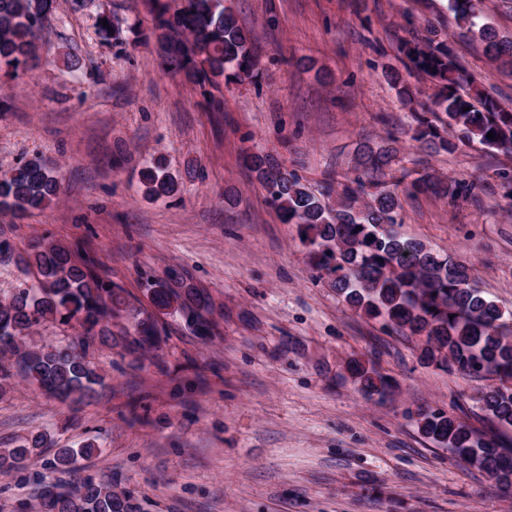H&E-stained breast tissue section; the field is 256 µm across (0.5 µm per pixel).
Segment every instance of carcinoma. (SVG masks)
Here are the masks:
<instances>
[{"label":"carcinoma","mask_w":512,"mask_h":512,"mask_svg":"<svg viewBox=\"0 0 512 512\" xmlns=\"http://www.w3.org/2000/svg\"><path fill=\"white\" fill-rule=\"evenodd\" d=\"M54 0H0V76L13 79L38 60V35L50 23ZM457 26L485 44L496 68L512 72V36L500 34L483 21L481 0H448ZM151 35L163 63L192 84L213 85L218 77L242 83L258 68L255 44L224 0L158 2ZM404 66L434 87L429 111L434 120L416 114L412 140L434 152L449 154L478 142L487 149L512 154V112L490 95L482 80L464 67L451 42L431 32L397 41ZM493 138H488V133ZM391 136L360 146L354 156V177L341 185L336 200L315 194L272 154H248L245 166L267 192L283 224H295L311 246L316 269L355 311L378 319L386 328L420 342V359L471 378L490 379L476 401L486 416L512 428V336L502 331L504 313L476 285L473 264L435 252L427 244L403 237L398 186L414 195L431 191L455 201L473 195L468 184L443 182L427 174L393 185L384 180L395 148ZM148 197L158 199L177 190V182L160 173V166L143 172ZM60 180L54 162L37 158L0 176V210L24 220L59 198ZM16 256L25 279L7 300H0V357L11 358L22 379L63 402L80 403L103 385V378L86 360V348L98 343L121 347V356L135 361L162 348L164 338L157 314L179 313L194 331L208 330L203 315L205 292L175 272L149 288L152 311L137 309L121 288L100 277L95 262L81 258L61 242L35 240L13 254L0 240V258ZM133 318V327L123 324ZM76 321L77 341L67 345L26 344V337L48 321ZM120 326L116 332L112 325ZM348 371L365 396L382 395L388 379L375 367L353 359ZM420 432L451 450L461 462L478 466L502 484L512 485V448L495 435L478 433L452 415L421 409ZM45 436L0 451V468L21 467L41 452ZM95 444L79 450L57 449L51 468L76 470L77 456L90 455ZM40 512H139L112 481L87 478L62 488L44 486Z\"/></svg>","instance_id":"cac0c4a2"}]
</instances>
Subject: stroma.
<instances>
[{"instance_id": "35a3bbf8", "label": "stroma", "mask_w": 512, "mask_h": 512, "mask_svg": "<svg viewBox=\"0 0 512 512\" xmlns=\"http://www.w3.org/2000/svg\"><path fill=\"white\" fill-rule=\"evenodd\" d=\"M260 53L255 78L213 93L165 68L147 36L153 0H56L36 67L0 79V176L41 157L59 165L58 200L0 240L80 242L102 276L148 306L147 284L176 269L211 302L212 332L162 315L163 365H131L94 345L104 385L70 405L12 375L0 392V448L48 433L54 447L98 445L83 478H111L141 512H512V488L425 439L414 413L438 410L498 435L479 409L480 381L419 360V343L383 331L321 278L298 228L281 223L243 166L265 149L313 190L345 181L360 143L398 140L396 164L475 186L449 201H403L404 237L470 259L479 288L512 326V156L479 144L452 154L413 141L429 82L403 72L402 99L385 71L401 69L407 19L450 39L486 90L512 107V74L460 35L448 0H230ZM122 33L105 42L99 15ZM181 182L148 199L155 159ZM372 363L391 384L365 397L346 371ZM50 453L0 473V512H35L53 480Z\"/></svg>"}]
</instances>
